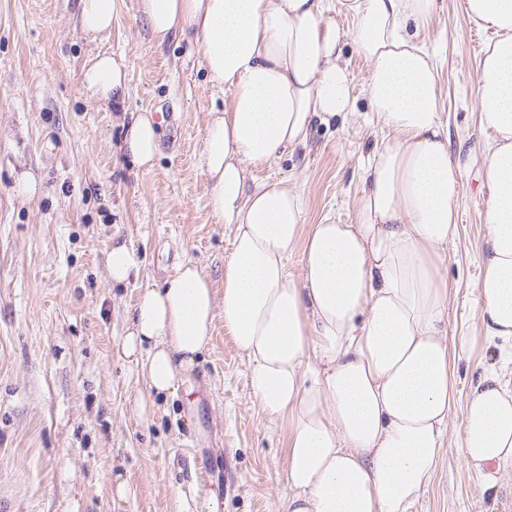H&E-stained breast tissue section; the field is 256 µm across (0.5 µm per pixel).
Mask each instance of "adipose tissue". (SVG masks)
Listing matches in <instances>:
<instances>
[{"instance_id": "ef3b65f1", "label": "adipose tissue", "mask_w": 512, "mask_h": 512, "mask_svg": "<svg viewBox=\"0 0 512 512\" xmlns=\"http://www.w3.org/2000/svg\"><path fill=\"white\" fill-rule=\"evenodd\" d=\"M157 44L198 46L210 80L230 93L206 125L198 165L208 204L230 231L224 297L192 261L137 300L120 343L150 389L176 393L207 350L216 307L248 363L264 416L286 425L285 512H410L446 451L448 417L463 404L458 453L496 486L512 463V388L486 374L466 402L446 341L448 283L439 268L457 229L460 172L438 112V71L405 33L433 19L436 0H346L351 19L326 21L332 0H141ZM118 0H79L85 36L110 33ZM492 30L475 59L489 227L476 290L481 334L512 344V0H465ZM372 63L364 91L384 133L361 174L350 224H308L302 191L256 179L313 122L353 111L342 46ZM88 94L128 95L120 55H92ZM151 167L152 113L131 116L121 144ZM299 253L300 276L288 271Z\"/></svg>"}]
</instances>
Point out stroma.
<instances>
[{"mask_svg":"<svg viewBox=\"0 0 512 512\" xmlns=\"http://www.w3.org/2000/svg\"><path fill=\"white\" fill-rule=\"evenodd\" d=\"M464 0H437L425 28L408 26L436 55L448 149L460 169L458 232L441 262L450 288L447 339L456 385L468 396L499 352L479 335L475 284L489 236L485 131L473 96L475 58L493 33L470 22ZM78 0H0V498L10 512H185L193 480L220 496L223 512H285V429L263 416L245 360L216 315L209 348L176 395L150 393L118 346L135 302L193 260L224 292L227 229L208 206L197 165L210 112L226 107L200 50L156 47L139 0H119L108 36L88 43L74 28ZM124 56L122 104L88 96L90 51ZM356 114L318 123L306 145L287 149L257 178L296 183L305 221L347 224L360 201V173L382 133L364 87L370 62L344 48ZM150 111L161 150L150 168L119 146L131 113ZM34 179L38 192L17 196ZM122 241L137 262L112 282L107 255ZM451 443L411 512H512V464L497 490ZM126 482L118 498L115 487Z\"/></svg>","mask_w":512,"mask_h":512,"instance_id":"obj_1","label":"stroma"}]
</instances>
